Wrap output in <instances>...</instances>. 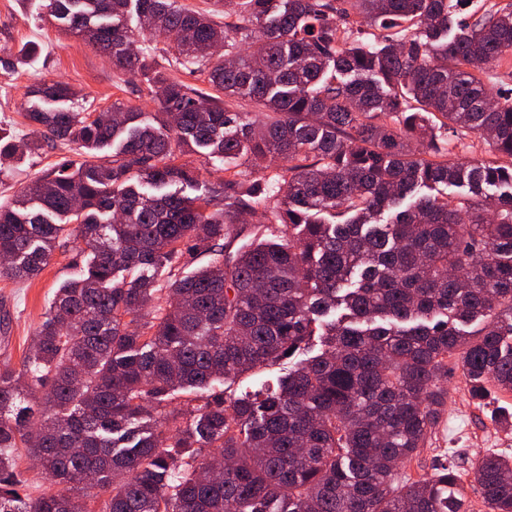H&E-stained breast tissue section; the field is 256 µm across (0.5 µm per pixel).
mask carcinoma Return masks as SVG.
Segmentation results:
<instances>
[{"mask_svg": "<svg viewBox=\"0 0 512 512\" xmlns=\"http://www.w3.org/2000/svg\"><path fill=\"white\" fill-rule=\"evenodd\" d=\"M462 2L47 0L60 30L160 95L145 121L119 104L73 112L61 82L27 92L26 150L89 160L0 204V274L36 276L72 236L86 270L57 290L22 368L0 367V512H91L102 491L100 512H470L457 468L395 479L444 412L448 360L475 400L512 391V87L488 88L512 58V2L458 24ZM159 34L224 97L155 66ZM448 128L492 158L443 159ZM105 148L112 164L92 161ZM178 152L283 160L288 177L185 196L168 187L200 171ZM440 185L467 192L451 207L419 194ZM245 213L281 241L231 251ZM186 253L213 259L182 276ZM162 271L166 306L150 310ZM274 361L288 362L277 387L224 396ZM21 381L47 391L32 400ZM179 391L194 403L173 406ZM20 448L64 491L22 498ZM465 472L488 512H512V459Z\"/></svg>", "mask_w": 512, "mask_h": 512, "instance_id": "carcinoma-1", "label": "carcinoma"}]
</instances>
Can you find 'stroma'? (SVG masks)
<instances>
[{"instance_id": "obj_1", "label": "stroma", "mask_w": 512, "mask_h": 512, "mask_svg": "<svg viewBox=\"0 0 512 512\" xmlns=\"http://www.w3.org/2000/svg\"><path fill=\"white\" fill-rule=\"evenodd\" d=\"M46 0H0V128L27 139L34 127L24 117L27 91L47 80L68 83L78 93L70 107L99 112L120 103L149 113L154 109L146 85L87 42L62 35L44 19ZM68 159L82 162L77 147L47 149L23 159L0 160V201L20 199L24 189L51 166ZM82 243L63 244L35 278L13 281L0 276V365L20 368L57 289L79 277ZM512 456V393L492 394L485 404L472 400L460 364L448 366V403L424 448L401 465L399 476H429L438 464L466 467L483 453Z\"/></svg>"}]
</instances>
